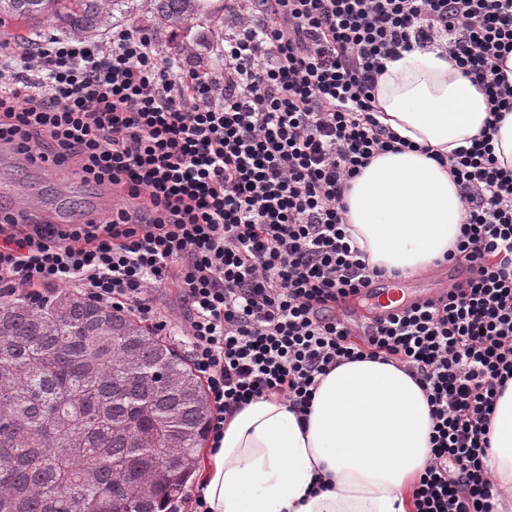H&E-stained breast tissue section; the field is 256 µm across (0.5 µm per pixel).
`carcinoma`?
Listing matches in <instances>:
<instances>
[{"mask_svg":"<svg viewBox=\"0 0 512 512\" xmlns=\"http://www.w3.org/2000/svg\"><path fill=\"white\" fill-rule=\"evenodd\" d=\"M129 0H0V44L54 18L92 40ZM178 34L211 0H142ZM211 414L198 372L140 320L76 288L0 299V512H178Z\"/></svg>","mask_w":512,"mask_h":512,"instance_id":"1","label":"carcinoma"}]
</instances>
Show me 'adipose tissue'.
<instances>
[{
	"label": "adipose tissue",
	"mask_w": 512,
	"mask_h": 512,
	"mask_svg": "<svg viewBox=\"0 0 512 512\" xmlns=\"http://www.w3.org/2000/svg\"><path fill=\"white\" fill-rule=\"evenodd\" d=\"M375 101L379 121L412 146L377 155L351 181L349 232L370 266L402 278L430 273L455 248L464 203L447 168L424 150L469 148L489 115L486 95L447 55L415 49L387 62ZM430 426L425 394L401 367L346 362L321 377L306 423L278 396L227 418L197 486L210 512H413ZM490 439L491 512H512V381Z\"/></svg>",
	"instance_id": "adipose-tissue-1"
}]
</instances>
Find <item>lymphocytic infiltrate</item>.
<instances>
[{
    "mask_svg": "<svg viewBox=\"0 0 512 512\" xmlns=\"http://www.w3.org/2000/svg\"><path fill=\"white\" fill-rule=\"evenodd\" d=\"M224 28L219 73L127 28L0 49V145L141 203L73 224L1 210L0 296L74 286L161 333L154 292L175 286L215 443L266 396L306 419L342 362L401 364L432 420L415 512H490L488 427L512 380V169L492 149L512 112V0H240ZM416 48L447 53L488 99L484 128L447 161L465 204L448 261L467 276L357 333L336 308L384 272L354 245L344 194L407 146L376 119L374 91Z\"/></svg>",
    "mask_w": 512,
    "mask_h": 512,
    "instance_id": "obj_1",
    "label": "lymphocytic infiltrate"
}]
</instances>
